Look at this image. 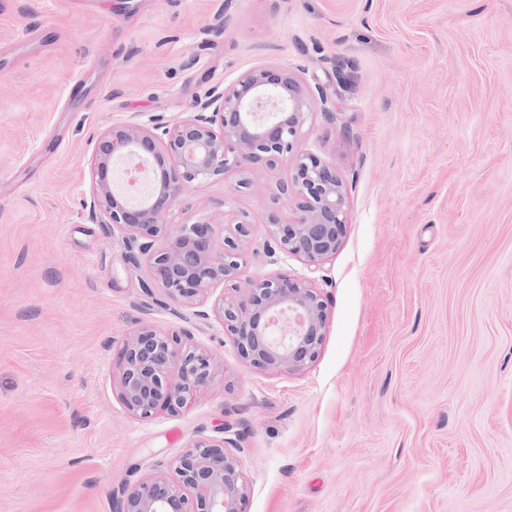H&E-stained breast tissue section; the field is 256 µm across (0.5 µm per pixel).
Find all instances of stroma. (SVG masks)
<instances>
[{
  "mask_svg": "<svg viewBox=\"0 0 512 512\" xmlns=\"http://www.w3.org/2000/svg\"><path fill=\"white\" fill-rule=\"evenodd\" d=\"M259 64L326 85L305 145L350 190L327 333L292 375L245 363L82 208L103 132ZM290 175L202 183L172 221L246 216L240 289L304 274L268 257ZM146 325L215 365L139 418L117 378ZM202 437L229 439L244 512H512V0H0V512H114Z\"/></svg>",
  "mask_w": 512,
  "mask_h": 512,
  "instance_id": "obj_1",
  "label": "stroma"
}]
</instances>
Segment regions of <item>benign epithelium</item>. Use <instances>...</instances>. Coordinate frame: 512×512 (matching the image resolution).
Here are the masks:
<instances>
[{"mask_svg": "<svg viewBox=\"0 0 512 512\" xmlns=\"http://www.w3.org/2000/svg\"><path fill=\"white\" fill-rule=\"evenodd\" d=\"M326 86L309 84L302 69L258 65L212 88L192 110L152 126H112L96 142L95 179L84 209L112 225L133 264L146 261L156 287L192 307L218 284L235 286L244 222L216 245L209 222L168 218L192 187L231 172L273 171L292 160L278 182L288 205L267 216L281 253L305 266L303 276L276 273L252 280L248 291L214 306L240 357L261 371L297 374L317 358L328 312L313 274L341 245L348 224L349 187L330 162L302 147L314 112L332 114ZM161 240V247L155 242ZM212 375L211 357L177 334L145 327L131 335L119 367V396L140 418L181 409ZM246 485L224 439L200 438L168 468L159 467L123 491L119 512H242Z\"/></svg>", "mask_w": 512, "mask_h": 512, "instance_id": "obj_1", "label": "benign epithelium"}]
</instances>
